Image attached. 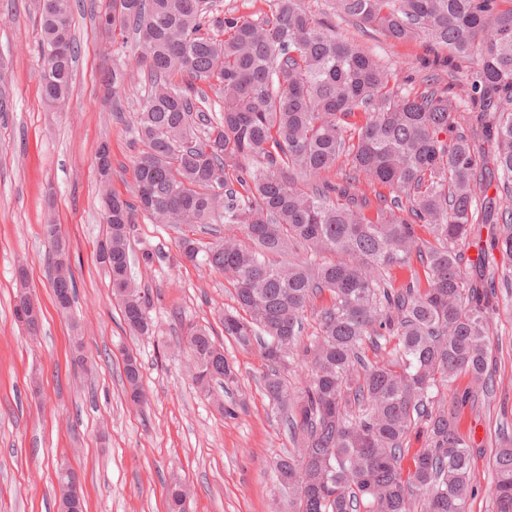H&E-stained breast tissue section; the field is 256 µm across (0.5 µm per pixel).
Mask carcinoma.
<instances>
[{
	"label": "carcinoma",
	"mask_w": 512,
	"mask_h": 512,
	"mask_svg": "<svg viewBox=\"0 0 512 512\" xmlns=\"http://www.w3.org/2000/svg\"><path fill=\"white\" fill-rule=\"evenodd\" d=\"M37 9L42 93L51 105L71 91L77 43L74 0ZM248 18L212 15L211 0H110L109 36L132 31L147 61L149 92L134 133L135 198L105 190L106 238L99 260L123 319L153 332L148 289L131 279L130 237L136 212L157 224L200 225L193 264L232 278L236 306L224 310V336L258 344L262 385L297 448L274 461L291 512H466L475 494L472 448L448 407L445 389L467 376L494 392L488 365L492 306L484 283L468 276L461 250L474 224H504L481 250L482 268H497V250L512 268V8L497 0H332V15L372 25L394 41L424 38L448 55L435 65L476 58L472 104L482 108V143L459 128L448 89L405 92L395 73L336 32L300 0H268ZM66 54L50 56L59 46ZM184 76L176 83V74ZM127 73L118 64L102 83L121 106ZM210 88L221 115L204 107ZM356 111L366 120L354 124ZM341 180L321 178L340 157ZM405 194L399 200L352 193L360 177ZM306 187L300 188L296 180ZM495 188L497 196H488ZM429 227L433 240L418 236ZM238 228L248 243L223 235ZM56 308L72 307L70 264L54 251ZM417 258L424 277L396 287L394 266ZM316 332L302 341L307 307L323 292ZM195 381L237 382L235 365L204 326L184 329ZM380 360L370 362L366 350ZM307 368L299 386L290 359ZM133 402L146 396L141 364L126 355ZM425 446L410 452L411 434ZM494 512H512V438L492 457ZM59 512H83L67 476L58 474ZM189 488L171 490V512H186Z\"/></svg>",
	"instance_id": "obj_1"
}]
</instances>
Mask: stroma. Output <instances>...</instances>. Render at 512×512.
<instances>
[{"label":"stroma","mask_w":512,"mask_h":512,"mask_svg":"<svg viewBox=\"0 0 512 512\" xmlns=\"http://www.w3.org/2000/svg\"><path fill=\"white\" fill-rule=\"evenodd\" d=\"M108 0H81L72 27L78 41L73 84L60 105L41 95L39 28L33 0H0V66L10 80L12 108L0 115V512H58L55 470L69 460L83 477L85 512H169V489L191 488L186 512H288L273 460L291 450L285 422L274 414L261 382L258 348L224 336L218 315L233 305L223 273L180 261L177 243L192 226L155 224L137 216L131 236L132 275L152 295L153 333L136 335L123 321L109 278L97 261L105 236L97 151L112 155L111 187L134 198L133 127L145 99L144 67L135 40L106 44L94 15ZM342 38L358 43L398 76L410 92L438 75L459 102L465 133L482 130L469 102L472 62L435 67L439 49L425 39L393 41L377 30L337 19ZM124 65L122 118L101 83L106 60ZM60 225L75 280L69 314L52 303L46 258L51 245L42 225ZM150 254L143 263L142 254ZM27 258L29 285L44 318L30 338L14 316L15 267ZM489 355L495 391L462 378L472 398L456 405L460 432L473 448L477 491L467 512H492L490 454L512 434V283L494 281ZM208 327L238 371L230 389L204 394L192 378L183 326ZM82 337L92 357L89 372L70 363V339ZM142 364L149 397L127 398L123 354Z\"/></svg>","instance_id":"1"}]
</instances>
